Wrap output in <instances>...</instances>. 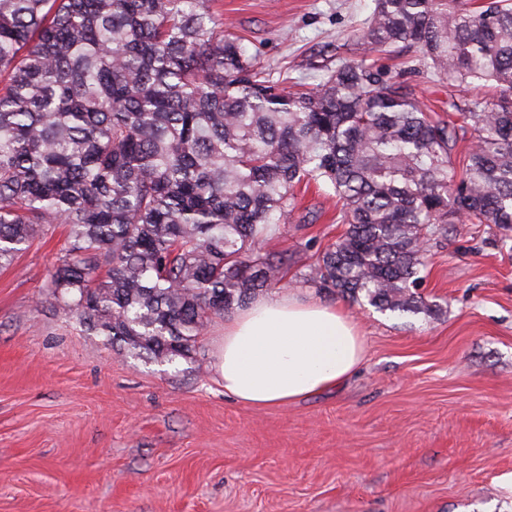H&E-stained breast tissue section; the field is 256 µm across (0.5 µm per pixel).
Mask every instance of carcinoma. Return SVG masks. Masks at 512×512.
Wrapping results in <instances>:
<instances>
[{"instance_id": "obj_1", "label": "carcinoma", "mask_w": 512, "mask_h": 512, "mask_svg": "<svg viewBox=\"0 0 512 512\" xmlns=\"http://www.w3.org/2000/svg\"><path fill=\"white\" fill-rule=\"evenodd\" d=\"M369 49L415 48L455 124L363 55L319 84L257 67L215 0H0V268L66 229L47 288L104 346L160 365L215 317L280 287L265 246L324 185L344 235L299 279L379 311L429 313L425 245L512 226V0H375Z\"/></svg>"}]
</instances>
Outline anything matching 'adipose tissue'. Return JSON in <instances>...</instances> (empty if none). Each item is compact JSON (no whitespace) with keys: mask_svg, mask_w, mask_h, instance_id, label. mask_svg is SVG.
I'll use <instances>...</instances> for the list:
<instances>
[{"mask_svg":"<svg viewBox=\"0 0 512 512\" xmlns=\"http://www.w3.org/2000/svg\"><path fill=\"white\" fill-rule=\"evenodd\" d=\"M364 358L365 338L349 314L283 291L225 321L218 370L225 394L263 407L336 387Z\"/></svg>","mask_w":512,"mask_h":512,"instance_id":"obj_1","label":"adipose tissue"}]
</instances>
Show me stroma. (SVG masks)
I'll return each mask as SVG.
<instances>
[{"instance_id": "obj_1", "label": "stroma", "mask_w": 512, "mask_h": 512, "mask_svg": "<svg viewBox=\"0 0 512 512\" xmlns=\"http://www.w3.org/2000/svg\"><path fill=\"white\" fill-rule=\"evenodd\" d=\"M258 67L319 83L374 0H220ZM271 252L289 291L345 309L366 357L341 386L255 408L194 359L106 349L46 288L63 229L0 269V512H512V228L455 224L426 247L432 314L381 313L296 281L336 242V200L299 192Z\"/></svg>"}]
</instances>
